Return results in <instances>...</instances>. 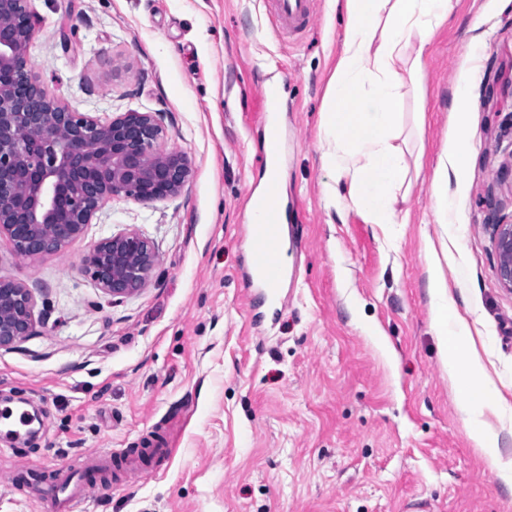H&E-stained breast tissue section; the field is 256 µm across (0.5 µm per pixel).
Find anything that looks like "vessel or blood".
Segmentation results:
<instances>
[{
    "label": "vessel or blood",
    "instance_id": "b4317fda",
    "mask_svg": "<svg viewBox=\"0 0 512 512\" xmlns=\"http://www.w3.org/2000/svg\"><path fill=\"white\" fill-rule=\"evenodd\" d=\"M265 6L274 28L292 36L306 34L315 14L313 0H265ZM251 209L257 221L247 231L248 277L263 288L266 301L273 306L280 300L284 274L282 224L287 214L275 178H268L263 192L252 197Z\"/></svg>",
    "mask_w": 512,
    "mask_h": 512
}]
</instances>
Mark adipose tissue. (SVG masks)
<instances>
[{
    "label": "adipose tissue",
    "mask_w": 512,
    "mask_h": 512,
    "mask_svg": "<svg viewBox=\"0 0 512 512\" xmlns=\"http://www.w3.org/2000/svg\"><path fill=\"white\" fill-rule=\"evenodd\" d=\"M452 10L453 0H343L342 48L319 126L322 162L332 178L328 199L337 213L356 211L368 224L401 223L398 197L425 174L437 223H454L448 173L461 168L466 141L458 139L453 154H440L426 167L424 115L416 113L408 126L401 112L406 94L425 83L424 48ZM427 292L431 325L444 338L448 378L462 390L459 413L470 439L512 487V461L503 460L485 421L491 415L503 422L508 414L466 340V326L449 321L448 282L433 261L427 266Z\"/></svg>",
    "instance_id": "obj_1"
}]
</instances>
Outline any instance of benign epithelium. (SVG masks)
<instances>
[{"mask_svg":"<svg viewBox=\"0 0 512 512\" xmlns=\"http://www.w3.org/2000/svg\"><path fill=\"white\" fill-rule=\"evenodd\" d=\"M30 2L0 0V235L21 259L65 248L109 198L163 201L191 176L186 153L159 149L155 113L101 119L46 92L22 51L36 31ZM492 227L498 276L512 290V221ZM155 265L149 240L130 230L100 240L81 271L116 301L142 289ZM35 309L29 288L0 276V349L35 333Z\"/></svg>","mask_w":512,"mask_h":512,"instance_id":"obj_1","label":"benign epithelium"}]
</instances>
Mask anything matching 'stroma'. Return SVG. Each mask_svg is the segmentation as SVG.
Returning <instances> with one entry per match:
<instances>
[{
    "mask_svg": "<svg viewBox=\"0 0 512 512\" xmlns=\"http://www.w3.org/2000/svg\"><path fill=\"white\" fill-rule=\"evenodd\" d=\"M453 4L424 50V93L403 104L405 121L426 115L432 163L454 143V88L475 87L468 155L448 177L457 222L445 226L425 178L404 224L328 207L318 126L343 38L330 0H315L310 32L290 40L263 0H32L26 57L50 96L100 118L160 113L161 150L186 152L192 175L164 201H107L63 251L21 261L0 240V275L31 289L40 317L0 349V406L40 421L25 443L0 440V512H56L45 492L65 477L100 486L69 512H512V490L461 422L430 325L429 244L454 318L511 408L512 292L490 224L512 217V0ZM267 85L288 207L274 309L245 278L246 204L267 160L254 98ZM128 229L157 261L145 288L115 303L80 268ZM163 438L174 453L158 451ZM142 448L140 473L114 477L105 455Z\"/></svg>",
    "mask_w": 512,
    "mask_h": 512,
    "instance_id": "35a3bbf8",
    "label": "stroma"
}]
</instances>
